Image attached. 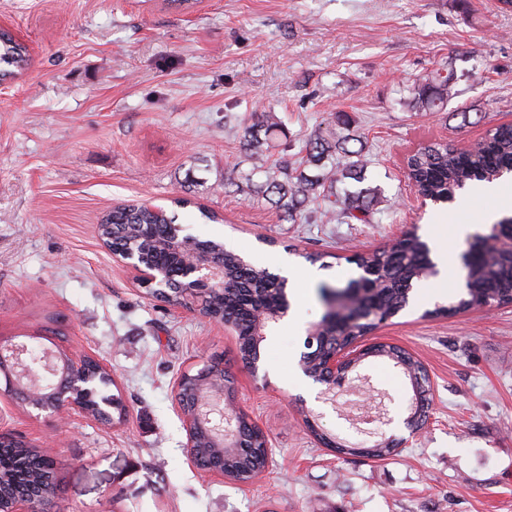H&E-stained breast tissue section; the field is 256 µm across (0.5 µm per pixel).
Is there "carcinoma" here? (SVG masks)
<instances>
[{
	"label": "carcinoma",
	"mask_w": 512,
	"mask_h": 512,
	"mask_svg": "<svg viewBox=\"0 0 512 512\" xmlns=\"http://www.w3.org/2000/svg\"><path fill=\"white\" fill-rule=\"evenodd\" d=\"M27 64L26 48L16 42L7 31H0V80H4ZM458 76L453 68L446 73L414 82L412 96L406 105L414 111L440 110ZM340 127L328 134L317 131L305 144L306 155L293 172L288 165L279 169L266 166L269 141L281 131L280 122L272 112H252L238 128L242 147L255 160L252 170L244 175L246 184L253 176L264 174L263 193L274 196L272 204L281 211L283 218L295 223L302 217L307 202L321 196V190L347 179L359 182L366 166L362 150H351L348 144L357 140L350 133L349 119L338 120ZM314 169L310 175L307 170ZM512 173V124H501L489 130L479 142L468 147H452L446 143H432L422 147L407 158V178L416 192L426 200L451 202L456 192L473 184H492ZM328 206L336 211L337 218H353L369 222L370 207L375 196L366 189L343 196L336 192L324 196ZM174 218L161 207L123 205L110 211L100 224L103 241L115 249L131 247L141 251L164 276L180 280V260L167 247L173 233ZM480 235H475L472 245L475 256L465 264L466 281L463 291L446 306L430 311L435 316H445L460 310L494 304L512 303V255L501 254L485 258ZM186 245L200 252L220 251L224 263V282L220 288L206 293L202 298V311L219 321L231 323L236 331L238 351L242 361L259 359L260 349L255 341L256 330L274 321V315L288 306L286 280L269 268L245 261L224 243L214 239L185 237ZM429 244L415 233H407L388 248L347 258L359 270L357 276L344 284L324 285L321 293L344 288H359L362 293L353 299L348 296L336 301L325 310L321 323L323 329L315 346L302 356L303 368L311 376L322 374L324 360L333 351L351 345L357 338L369 333L381 323L396 316L409 303L411 287L428 276L431 271ZM362 357H387L403 369L413 389L420 395L417 413L429 409L426 397L429 379L423 367L405 351L385 345H372L360 353ZM97 386L85 399L90 415L104 400H112L111 413L123 418L125 405L118 397L105 394L111 384L109 376L89 367ZM224 381L228 400L234 399L233 381L214 363L208 375L197 373L184 377L180 396L186 408H191L199 391ZM240 437V447L226 448L219 436L208 426L196 434L195 457L197 464L206 470L222 465L224 474L234 481H248L266 466L267 438L244 412L235 414ZM311 432L326 446L344 454L366 453L383 457L391 452V445L380 440L369 448H357L334 440L308 425ZM57 486L55 471L48 467V455L23 441L0 446V512H9L17 498L34 491Z\"/></svg>",
	"instance_id": "cac0c4a2"
}]
</instances>
